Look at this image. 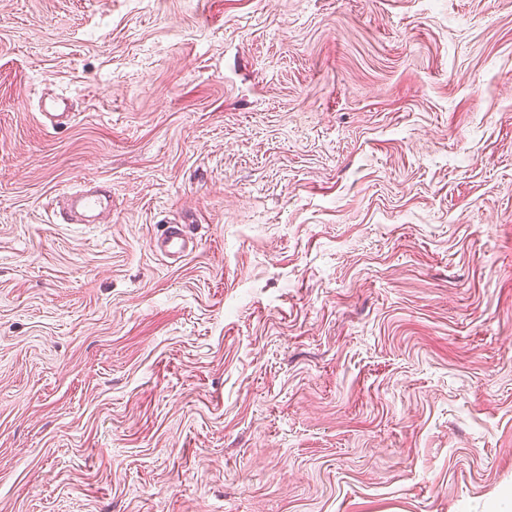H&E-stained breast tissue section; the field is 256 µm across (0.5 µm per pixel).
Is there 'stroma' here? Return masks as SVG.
<instances>
[{
    "instance_id": "1",
    "label": "stroma",
    "mask_w": 512,
    "mask_h": 512,
    "mask_svg": "<svg viewBox=\"0 0 512 512\" xmlns=\"http://www.w3.org/2000/svg\"><path fill=\"white\" fill-rule=\"evenodd\" d=\"M0 512H512V0H0ZM40 115L45 116L51 123L52 127L63 124L71 116L75 114L70 112V104L64 98H50L42 101ZM73 114V115H72ZM112 196L110 190L103 186L84 185L80 189L66 193L63 218L67 223L95 224V218L110 207L112 211ZM156 250L174 261L194 251V240L186 224H165L155 237Z\"/></svg>"
}]
</instances>
